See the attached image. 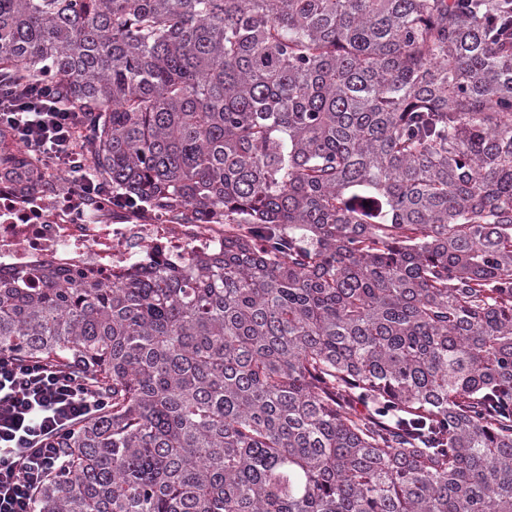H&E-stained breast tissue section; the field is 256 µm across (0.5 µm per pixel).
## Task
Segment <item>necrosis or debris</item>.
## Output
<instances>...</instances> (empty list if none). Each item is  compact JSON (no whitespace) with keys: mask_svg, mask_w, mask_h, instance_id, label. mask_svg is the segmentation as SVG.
<instances>
[{"mask_svg":"<svg viewBox=\"0 0 512 512\" xmlns=\"http://www.w3.org/2000/svg\"><path fill=\"white\" fill-rule=\"evenodd\" d=\"M68 170L35 167L26 184L0 176V274L47 265L105 284L151 267L190 266L224 250L220 221L183 224L113 205L111 196L79 203Z\"/></svg>","mask_w":512,"mask_h":512,"instance_id":"4bbe7bcc","label":"necrosis or debris"}]
</instances>
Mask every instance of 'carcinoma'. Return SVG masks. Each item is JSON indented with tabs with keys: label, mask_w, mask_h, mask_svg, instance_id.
I'll list each match as a JSON object with an SVG mask.
<instances>
[{
	"label": "carcinoma",
	"mask_w": 512,
	"mask_h": 512,
	"mask_svg": "<svg viewBox=\"0 0 512 512\" xmlns=\"http://www.w3.org/2000/svg\"><path fill=\"white\" fill-rule=\"evenodd\" d=\"M16 77L104 187L235 227L0 279V350L112 403L35 512H512V0H0Z\"/></svg>",
	"instance_id": "obj_1"
}]
</instances>
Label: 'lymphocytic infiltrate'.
Here are the masks:
<instances>
[{"label": "lymphocytic infiltrate", "instance_id": "lymphocytic-infiltrate-1", "mask_svg": "<svg viewBox=\"0 0 512 512\" xmlns=\"http://www.w3.org/2000/svg\"><path fill=\"white\" fill-rule=\"evenodd\" d=\"M78 124V113L50 84L16 79L0 94V129L11 131L41 167L76 173L75 192L85 199L99 185L79 170L74 150ZM109 406L76 368L0 352V512H34L46 477L67 466L62 439Z\"/></svg>", "mask_w": 512, "mask_h": 512}]
</instances>
